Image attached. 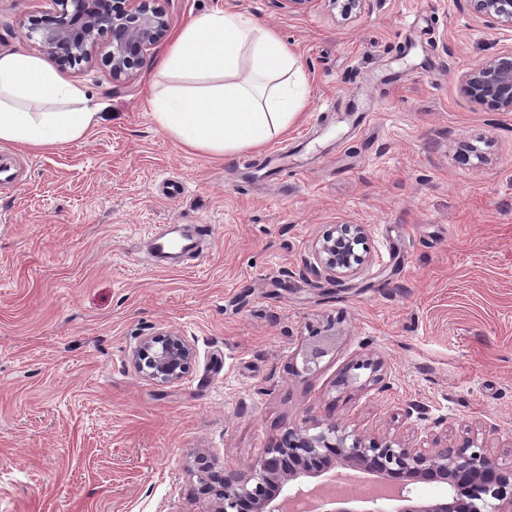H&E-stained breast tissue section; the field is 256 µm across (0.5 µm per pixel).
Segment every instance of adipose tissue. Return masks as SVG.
<instances>
[{
  "label": "adipose tissue",
  "instance_id": "1",
  "mask_svg": "<svg viewBox=\"0 0 512 512\" xmlns=\"http://www.w3.org/2000/svg\"><path fill=\"white\" fill-rule=\"evenodd\" d=\"M150 109L159 131L215 156L257 149L287 132L305 106L297 57L270 29L239 15L202 14L172 39ZM100 120L85 88L44 58L0 51V143L60 148Z\"/></svg>",
  "mask_w": 512,
  "mask_h": 512
}]
</instances>
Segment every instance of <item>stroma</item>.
Returning a JSON list of instances; mask_svg holds the SVG:
<instances>
[{
	"label": "stroma",
	"mask_w": 512,
	"mask_h": 512,
	"mask_svg": "<svg viewBox=\"0 0 512 512\" xmlns=\"http://www.w3.org/2000/svg\"><path fill=\"white\" fill-rule=\"evenodd\" d=\"M150 5L170 36L214 10L274 29L307 104L266 149L190 151L150 112L170 36L120 82L103 39L61 71L100 106L85 138L0 148L16 173L0 187V512H210L196 455L242 469L307 418L416 448L512 445V112L458 84L512 29L465 0ZM59 10L0 0V51L45 55L35 25ZM274 151L301 175L261 169ZM166 224L212 233L162 268L144 243ZM336 224L365 226L368 262L339 281L304 273ZM330 324L335 350L295 375L305 336ZM160 330L195 355L166 386L130 361Z\"/></svg>",
	"instance_id": "obj_1"
}]
</instances>
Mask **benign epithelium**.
<instances>
[{
	"instance_id": "obj_1",
	"label": "benign epithelium",
	"mask_w": 512,
	"mask_h": 512,
	"mask_svg": "<svg viewBox=\"0 0 512 512\" xmlns=\"http://www.w3.org/2000/svg\"><path fill=\"white\" fill-rule=\"evenodd\" d=\"M148 0H58L62 10L41 32L42 44L63 68L75 58L91 59L101 34L112 36L109 63L112 80L130 78L146 51L167 35L164 16ZM470 10L494 26L512 28V0H466ZM460 90L489 112H512V47L469 67L459 76ZM365 228L337 224L315 244L305 269L314 277L349 276L366 262L359 252ZM336 347V333L314 334L302 352V371L313 373ZM193 350L171 332L145 337L131 356L135 371L159 384L171 385L189 371ZM356 471L377 475L395 490L383 509L353 497L330 498L323 512H512V449L493 454L472 438L460 444L412 448L388 437H367L330 421L287 428L265 456L245 469L213 470L197 457V477L215 504L212 512H287L302 489L276 501L289 480L316 477L332 459ZM438 481L448 494L410 496L402 479Z\"/></svg>"
}]
</instances>
